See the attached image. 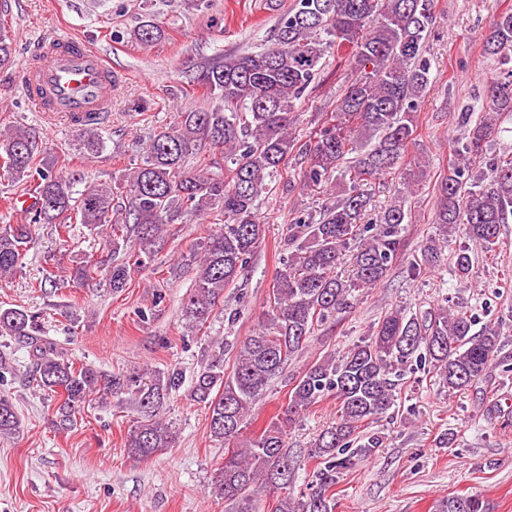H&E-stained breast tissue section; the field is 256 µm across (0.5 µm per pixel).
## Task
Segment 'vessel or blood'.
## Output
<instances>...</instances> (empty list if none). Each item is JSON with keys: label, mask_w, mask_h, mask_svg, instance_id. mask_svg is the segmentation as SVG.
Listing matches in <instances>:
<instances>
[{"label": "vessel or blood", "mask_w": 512, "mask_h": 512, "mask_svg": "<svg viewBox=\"0 0 512 512\" xmlns=\"http://www.w3.org/2000/svg\"><path fill=\"white\" fill-rule=\"evenodd\" d=\"M32 104L41 112L72 119L103 118L112 102L108 61L69 32L53 37L25 75Z\"/></svg>", "instance_id": "b4317fda"}]
</instances>
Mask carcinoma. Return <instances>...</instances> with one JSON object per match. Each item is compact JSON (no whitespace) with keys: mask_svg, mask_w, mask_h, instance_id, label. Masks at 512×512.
<instances>
[{"mask_svg":"<svg viewBox=\"0 0 512 512\" xmlns=\"http://www.w3.org/2000/svg\"><path fill=\"white\" fill-rule=\"evenodd\" d=\"M277 22L269 44L259 51L218 52L198 66L193 82L211 99L205 109L178 112L174 124L154 135L146 158L124 175L118 188L129 206L117 201L106 183L74 190V181L57 168L58 157L29 129L0 130V159L12 182H36V204L25 224L0 226V278L19 271L36 244L38 224L69 228L83 224L104 236L112 254L132 247L152 253L164 244L166 227L182 219L217 214L219 230L193 250L194 288L182 306L186 325H204L224 288L244 271L264 237L258 200L272 190L296 143V124L309 86L325 56L345 46L353 78L335 112L303 152L300 172L306 187L330 186L340 195L319 211L288 225V255L273 288V300L255 332L240 341L217 343L205 365L191 379L183 371L104 373L77 365L67 350L48 338L38 314L0 307V336L21 342L28 351V382L58 395L55 425L67 427L93 394L106 399L127 395L139 413L127 433L125 448L134 459L174 447L175 436L163 422L164 406L182 388L209 410V432L224 444V463L216 469L208 493L224 500L227 512H262L261 497L288 488L295 466L288 448V428L326 397L336 398V420L315 440L309 457L318 461L314 479L299 497L280 496L273 512H335L329 490L339 475L381 447L375 435L359 429L385 414L395 402L406 371H435L448 391L472 386L493 365H503L498 327L474 331L477 317L466 309L429 307L407 316L394 310L371 334L343 354L316 360L289 382L282 416L259 435L239 442L254 403L281 377L288 361L310 344L315 326L348 307L349 296L372 288L399 259L405 247L409 213L393 204L377 224L360 223L369 203L363 186L388 174L400 176L410 189L424 170L402 168L415 140L416 112L429 83L430 65L423 56L433 21L431 0H265ZM149 46L165 36L148 15L122 37ZM483 52L500 64L488 94L496 112H512V11L498 14L483 41ZM13 43L0 27V70L12 67ZM495 133L488 117L464 133L457 161L435 188V224L439 236L420 246L413 274L447 259L448 237L464 227L473 247L493 251L500 225L512 218V157L490 165L478 189L468 186L482 144ZM80 139L90 157L103 142L92 124L81 123ZM208 152V162L195 160ZM473 247L454 251L452 266L467 277L474 266ZM353 253L351 273L337 268ZM77 280L103 276L112 292L126 287L129 265L113 261L103 268L85 262L73 269ZM235 352L232 371L224 373V353ZM21 421L11 396L0 391V439L19 433ZM433 512H490L477 494L439 499Z\"/></svg>","mask_w":512,"mask_h":512,"instance_id":"1","label":"carcinoma"}]
</instances>
